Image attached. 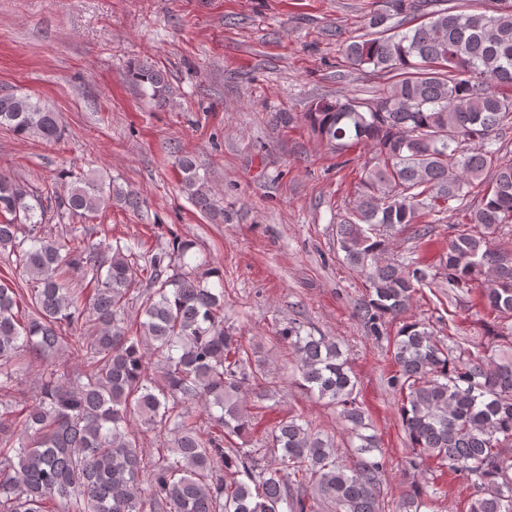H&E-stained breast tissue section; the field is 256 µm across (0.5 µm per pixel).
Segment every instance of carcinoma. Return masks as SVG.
<instances>
[{
	"label": "carcinoma",
	"mask_w": 512,
	"mask_h": 512,
	"mask_svg": "<svg viewBox=\"0 0 512 512\" xmlns=\"http://www.w3.org/2000/svg\"><path fill=\"white\" fill-rule=\"evenodd\" d=\"M429 5L383 0L367 15L371 33L343 41L346 66L391 75L382 93L319 101L303 117L334 152L371 153L336 245L364 280L356 315L373 335L421 287L484 285L493 340L447 344L425 322L405 321L390 342V385L412 453L473 489L466 512H512V160L496 139L512 126V0L490 14ZM129 76L158 105L170 103L161 70L138 64ZM0 127L47 143L63 133L57 113L27 94L0 95ZM177 166L191 204L224 219L196 159L183 154ZM487 178L438 262L412 250L389 257L399 232L422 243L451 202ZM111 203L143 206L134 190L90 176L46 205L0 173V250L33 283L23 299L0 281V512H388L379 438L349 359L299 322L279 339L301 386L339 409L345 451L294 414L266 433L272 461L258 448L224 446L253 429L247 393L274 397L265 362L224 325V289L208 284L219 269L188 261L193 240L146 249L136 239L95 242L76 225L60 238L45 223L53 207L82 216ZM76 279L84 287H72ZM34 364L40 374L25 389L20 372ZM141 429L154 433L151 458ZM428 504L417 486L395 512Z\"/></svg>",
	"instance_id": "1"
}]
</instances>
